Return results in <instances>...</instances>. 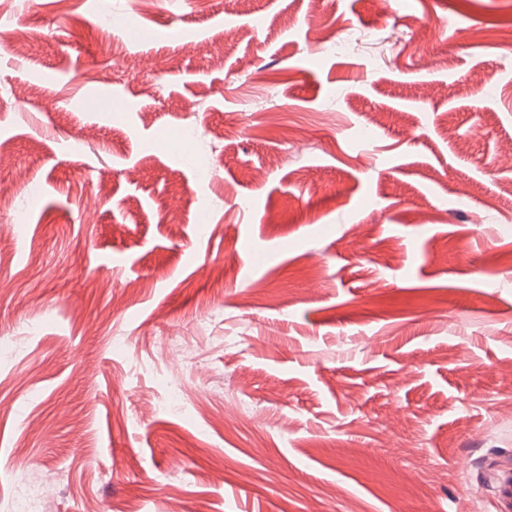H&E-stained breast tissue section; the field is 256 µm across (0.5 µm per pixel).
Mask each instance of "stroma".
<instances>
[{
	"label": "stroma",
	"mask_w": 512,
	"mask_h": 512,
	"mask_svg": "<svg viewBox=\"0 0 512 512\" xmlns=\"http://www.w3.org/2000/svg\"><path fill=\"white\" fill-rule=\"evenodd\" d=\"M507 37L512 0H14L0 512H500Z\"/></svg>",
	"instance_id": "1"
}]
</instances>
